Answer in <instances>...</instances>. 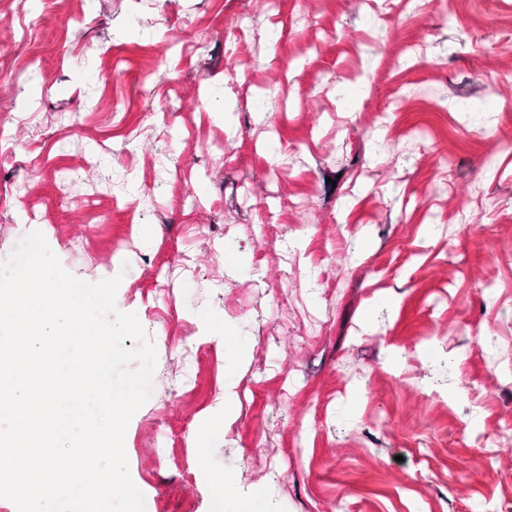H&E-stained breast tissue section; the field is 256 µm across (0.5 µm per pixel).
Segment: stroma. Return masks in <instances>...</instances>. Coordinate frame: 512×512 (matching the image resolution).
<instances>
[{"label": "stroma", "mask_w": 512, "mask_h": 512, "mask_svg": "<svg viewBox=\"0 0 512 512\" xmlns=\"http://www.w3.org/2000/svg\"><path fill=\"white\" fill-rule=\"evenodd\" d=\"M1 132L0 261L35 230L89 283L123 255L163 340L127 427L149 512L228 474L223 512H512V0H0Z\"/></svg>", "instance_id": "1"}]
</instances>
